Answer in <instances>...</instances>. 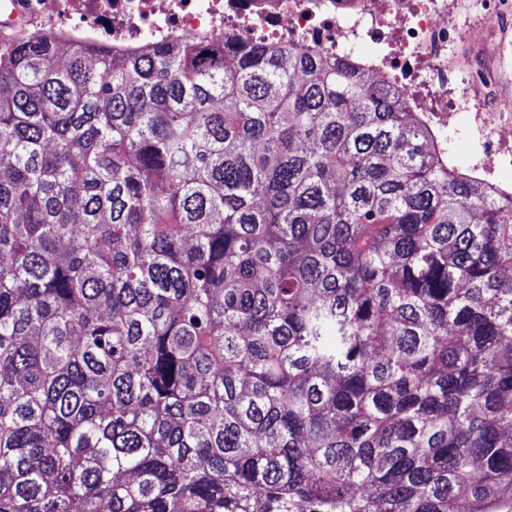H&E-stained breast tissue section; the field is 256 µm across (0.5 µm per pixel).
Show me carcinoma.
<instances>
[{
	"label": "carcinoma",
	"instance_id": "cac0c4a2",
	"mask_svg": "<svg viewBox=\"0 0 512 512\" xmlns=\"http://www.w3.org/2000/svg\"><path fill=\"white\" fill-rule=\"evenodd\" d=\"M0 512H512V213L349 59L0 62Z\"/></svg>",
	"mask_w": 512,
	"mask_h": 512
}]
</instances>
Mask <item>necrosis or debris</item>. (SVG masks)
Instances as JSON below:
<instances>
[{
  "label": "necrosis or debris",
  "mask_w": 512,
  "mask_h": 512,
  "mask_svg": "<svg viewBox=\"0 0 512 512\" xmlns=\"http://www.w3.org/2000/svg\"><path fill=\"white\" fill-rule=\"evenodd\" d=\"M461 0H0V61L19 43L53 38L120 52L146 42L190 38L220 44L233 36L258 47L289 46L322 57L353 56L360 39L376 53L366 63L401 89L411 111L438 130L471 105L475 168L492 178L512 163V108L495 96L493 71L469 59L459 76L454 50L498 26L492 0H474L462 24Z\"/></svg>",
  "instance_id": "1"
}]
</instances>
